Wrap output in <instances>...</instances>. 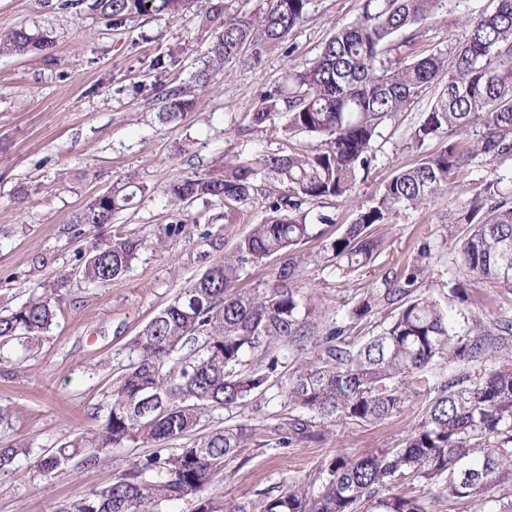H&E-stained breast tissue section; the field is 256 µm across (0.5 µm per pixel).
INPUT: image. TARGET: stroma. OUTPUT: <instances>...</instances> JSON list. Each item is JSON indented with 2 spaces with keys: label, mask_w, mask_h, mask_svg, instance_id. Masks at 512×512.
<instances>
[{
  "label": "stroma",
  "mask_w": 512,
  "mask_h": 512,
  "mask_svg": "<svg viewBox=\"0 0 512 512\" xmlns=\"http://www.w3.org/2000/svg\"><path fill=\"white\" fill-rule=\"evenodd\" d=\"M59 3L0 0V34L23 25L51 44L25 56L0 55V315L37 295L59 298L38 344L0 341V447L26 450L14 469L0 472V512H59L151 452L150 444L130 441L104 449L95 463H73L47 477L36 467L46 450L101 429L113 383L131 362L134 336L231 252L283 190L262 180L246 205L213 200L181 208L171 200V182L195 172L219 175L227 163L280 152L284 140L273 124L252 122L261 94L284 88L289 70L314 59L326 39L355 19L363 0H310L306 21L282 46L256 65L235 59L211 66V80L196 90L194 108L171 122L160 118L165 94L191 86L195 72L209 66L216 32L207 12L219 4L254 19L266 0H196L188 13L134 17L119 28L88 0L69 9ZM489 3L446 0L444 11L425 25L422 45L447 49L469 16ZM427 106L420 101L384 125L356 205L372 204L397 168L417 161V152L401 145ZM492 179L512 183V157L473 160L457 173L452 189L377 225L384 250L356 270L326 261L324 252L352 223L355 205L323 201L319 209L329 223L315 225L295 253L297 285L316 306L317 332L306 337L301 352L320 354L319 332L331 325L348 327L359 342L379 332L389 307L359 322L349 312L367 294L383 292L394 272L409 264L426 270L423 289L452 311L459 332L476 318L512 317V291L463 268L448 234L449 213ZM129 181L145 192L111 223H76L95 196ZM120 237L143 242L129 272L106 284L86 282L85 260ZM283 411L280 400L266 396L204 410L202 431L238 422L254 431L252 442L211 485L217 502L254 503L294 481L319 493L327 465L340 451L401 447L418 421L419 403L407 402L380 423L336 422L321 439L295 448L276 444L273 426Z\"/></svg>",
  "instance_id": "stroma-1"
}]
</instances>
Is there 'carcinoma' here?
Masks as SVG:
<instances>
[{
    "label": "carcinoma",
    "mask_w": 512,
    "mask_h": 512,
    "mask_svg": "<svg viewBox=\"0 0 512 512\" xmlns=\"http://www.w3.org/2000/svg\"><path fill=\"white\" fill-rule=\"evenodd\" d=\"M258 23L214 6L209 21L219 29L212 61L234 59L246 49L258 64L304 22L309 0H267ZM189 0H93V9L118 28L133 17L176 15ZM445 0H364L362 11L323 44L301 70L288 73V88L265 96L252 115L261 126L277 116L289 142L286 150L230 163L224 176L195 173L175 182L176 205L196 200L245 204L262 173L286 185L269 203V213L252 225L224 255L134 337L136 362L116 379L108 419L98 433L50 449L39 463L46 476L95 451L120 448L138 439L154 450L114 479L64 505L60 512H162L163 505L189 496L194 512H427L421 494L452 510L467 500L488 503L496 484L497 512H512V366L497 360L512 350V318L475 321L464 334L449 312L423 291V269L408 266L383 296L368 294L351 309V319L369 316L384 302L393 315L385 328L359 344L345 326L326 330L322 354L299 355L278 397L288 413L274 426L277 443L296 447L321 436L318 427L341 420L381 422L413 397L421 398L418 423L400 448L342 454L328 466V482L317 496L294 482L250 509L219 505L207 494L214 478L234 460L253 430L237 424L195 435L202 410L233 408L265 396L278 367L277 344L302 343L310 335L311 299L293 289L297 265L288 259L328 218L316 211L324 199L353 203L360 174L376 159L383 125L425 96L430 105L412 127L404 148L421 150L437 139L443 146L422 153L412 167L395 170L370 206L356 207L345 233L327 247L351 269L380 254L383 241L373 227L391 224L453 184L474 157L495 160L512 154V0H491L471 16L464 35L444 52L420 51L421 27ZM49 43L20 26L0 35V55H26ZM192 90L167 93L161 118L167 122L194 107ZM316 142L303 149L290 143L299 134ZM145 188L124 185L96 196L77 224H109ZM470 224L457 240L461 264L471 273L512 290V188L490 180L460 212L448 216V233ZM143 242L118 238L86 261L82 274L105 284L126 272ZM286 257L276 283L259 292L235 288L248 267ZM56 314L52 296L29 300L0 316V338L38 342ZM189 352L176 363L172 354ZM258 359L251 360V357ZM454 373L434 382L425 373L437 364ZM191 438L182 448L167 442ZM28 449L0 448V471ZM419 487L405 493L400 485Z\"/></svg>",
    "instance_id": "1"
}]
</instances>
